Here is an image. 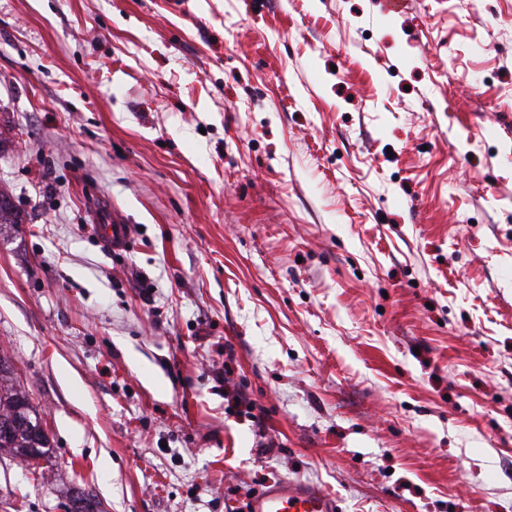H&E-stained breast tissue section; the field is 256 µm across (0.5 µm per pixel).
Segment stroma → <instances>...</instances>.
<instances>
[{"mask_svg":"<svg viewBox=\"0 0 512 512\" xmlns=\"http://www.w3.org/2000/svg\"><path fill=\"white\" fill-rule=\"evenodd\" d=\"M0 188V512H512V0H0ZM98 236L112 250L126 248L132 239V228L129 224H112L111 219H106L95 224ZM27 419L26 426L6 427L12 419ZM43 419L29 395L16 383L15 369L6 357H0V451L27 461L34 449L41 460L49 462V440L42 428ZM250 512H334L336 501L316 486L286 480L258 491L250 500Z\"/></svg>","mask_w":512,"mask_h":512,"instance_id":"35a3bbf8","label":"stroma"}]
</instances>
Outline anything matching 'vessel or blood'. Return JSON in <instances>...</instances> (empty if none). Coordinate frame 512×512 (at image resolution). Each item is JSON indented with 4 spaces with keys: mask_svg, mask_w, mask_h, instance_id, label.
<instances>
[{
    "mask_svg": "<svg viewBox=\"0 0 512 512\" xmlns=\"http://www.w3.org/2000/svg\"><path fill=\"white\" fill-rule=\"evenodd\" d=\"M98 236L113 250L126 248L132 228L103 220L95 226ZM249 512H335V500L316 486L299 480H286L258 491L250 500Z\"/></svg>",
    "mask_w": 512,
    "mask_h": 512,
    "instance_id": "vessel-or-blood-1",
    "label": "vessel or blood"
}]
</instances>
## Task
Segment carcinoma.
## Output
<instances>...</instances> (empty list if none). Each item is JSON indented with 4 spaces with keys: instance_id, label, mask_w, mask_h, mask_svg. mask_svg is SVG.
<instances>
[{
    "instance_id": "carcinoma-1",
    "label": "carcinoma",
    "mask_w": 512,
    "mask_h": 512,
    "mask_svg": "<svg viewBox=\"0 0 512 512\" xmlns=\"http://www.w3.org/2000/svg\"><path fill=\"white\" fill-rule=\"evenodd\" d=\"M21 220L9 195L0 189V224H19ZM49 440L43 419L29 395L16 383L15 369L6 357H0V451L23 461L38 454L47 462Z\"/></svg>"
}]
</instances>
